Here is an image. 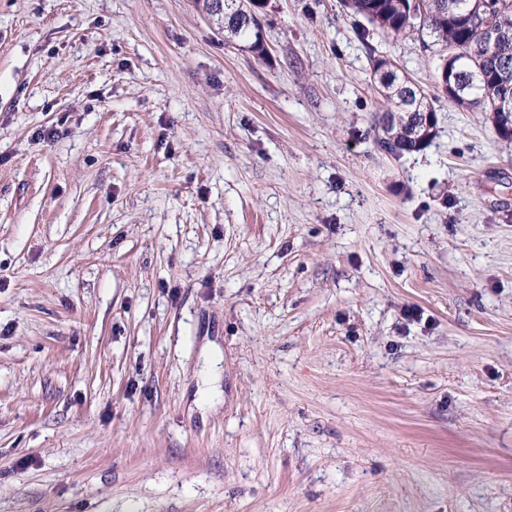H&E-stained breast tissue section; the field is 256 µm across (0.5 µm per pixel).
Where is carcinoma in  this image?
<instances>
[{
  "label": "carcinoma",
  "mask_w": 512,
  "mask_h": 512,
  "mask_svg": "<svg viewBox=\"0 0 512 512\" xmlns=\"http://www.w3.org/2000/svg\"><path fill=\"white\" fill-rule=\"evenodd\" d=\"M356 17L388 37L418 36L422 47L445 59L452 44L465 47L458 58L455 82L458 106L490 113L495 133L502 137L512 128V112L498 110V103L512 95V0H342ZM261 0H229L224 5V39L257 54L265 55L262 26L248 23L247 17L259 13ZM468 12L471 22L456 18L457 10ZM487 22L504 34L505 40L490 57L481 48L479 24ZM371 79L378 92L394 104L398 121L385 126L386 137L380 146L393 156L416 152L435 137L422 123L406 112L410 101L420 99L423 112L435 111L434 100L424 90L399 78L396 65L385 56H371Z\"/></svg>",
  "instance_id": "cac0c4a2"
}]
</instances>
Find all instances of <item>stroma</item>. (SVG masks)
<instances>
[{"label":"stroma","instance_id":"1","mask_svg":"<svg viewBox=\"0 0 512 512\" xmlns=\"http://www.w3.org/2000/svg\"><path fill=\"white\" fill-rule=\"evenodd\" d=\"M355 22L0 0V512H512V140ZM229 1V3H225ZM264 4L259 0H224V39L239 47L247 48L250 52L262 58L265 55L262 26L259 22H247V16L259 14ZM241 43V44H240ZM371 66L370 74L374 82L375 88L378 92L386 97L389 101L393 102L394 110L390 112H403L400 114L397 122L384 126L386 137L381 139L380 146L383 150L387 151L393 156L399 157L404 152H416L427 146L435 137L436 130L429 134L425 132V127L414 118H408L406 112H411V115L422 116L425 112H434L436 109L434 101L438 97L428 98L424 90L416 85H410L405 82V79L399 78L396 65L385 56H375L370 54ZM388 70L391 71L393 78L389 81L385 80L388 76ZM385 71V73H383ZM420 98L423 108L413 112L408 107L410 105L409 99ZM419 100L411 103L412 107L418 108Z\"/></svg>","mask_w":512,"mask_h":512}]
</instances>
